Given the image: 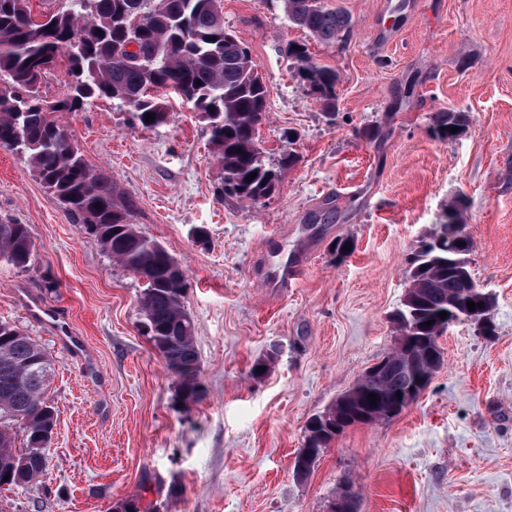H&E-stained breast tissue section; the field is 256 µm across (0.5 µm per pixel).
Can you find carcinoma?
I'll use <instances>...</instances> for the list:
<instances>
[{"instance_id":"cac0c4a2","label":"carcinoma","mask_w":512,"mask_h":512,"mask_svg":"<svg viewBox=\"0 0 512 512\" xmlns=\"http://www.w3.org/2000/svg\"><path fill=\"white\" fill-rule=\"evenodd\" d=\"M30 0H0V148L18 153L32 172L84 225L97 243L146 283L138 298L143 322L166 368L176 377L186 400L202 396L200 358L194 325L185 309L188 284L181 266L156 240L138 231L133 206L109 179L95 175L68 132L51 114L82 108L98 99L128 105L144 129L167 121L164 92L189 103L206 122L210 142L224 167L223 195L257 203L272 195L293 154L273 168L257 142L266 117L267 88L248 48L215 14L224 0H66L67 7L32 16ZM288 23L309 32L319 43L345 42L355 22L331 0H282ZM95 16L91 27L80 19ZM284 54L308 93L329 114L336 112L339 73L313 59L308 46L289 41ZM65 59L71 81L63 97L48 101L40 83ZM201 84H196V81ZM154 114V121L145 118ZM468 115L443 111L432 116L434 135L456 137ZM257 176L250 182L251 173ZM456 210L445 213L438 229L411 254L404 299L395 311L396 332L407 333L409 348L383 357L379 374L361 376L305 428V447H329L336 430L374 419L393 418L407 408L414 387L427 385L441 365L440 336L447 331L439 313L461 314L476 321L475 310L491 316L493 301L475 282L468 255L472 241ZM34 242L28 225L0 223V261L23 271L31 263ZM432 321L425 327L423 323ZM53 373L49 353L20 327L0 321V488L24 487L44 475L46 448L52 442L56 411L48 392ZM377 400L369 403L368 394ZM401 396H396V393ZM25 437L18 448V435Z\"/></svg>"}]
</instances>
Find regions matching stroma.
<instances>
[{
  "instance_id": "stroma-1",
  "label": "stroma",
  "mask_w": 512,
  "mask_h": 512,
  "mask_svg": "<svg viewBox=\"0 0 512 512\" xmlns=\"http://www.w3.org/2000/svg\"><path fill=\"white\" fill-rule=\"evenodd\" d=\"M339 3L353 34L326 47L290 26L281 0H224V25L267 86L265 160L297 156L265 201L220 197L206 125L179 100L150 130L110 100L53 115L187 274L193 403L142 327L140 280L0 148V222L28 225L35 244L26 270L0 263V321L51 353L57 415L45 475L0 489V512H113L131 498L140 512H328L347 486L357 512H512V0ZM290 40L339 72L335 116L296 78ZM448 110L469 122L442 141L431 118ZM451 205L468 220L495 336L452 325L406 410L346 429L297 478L307 422L395 348L406 258ZM276 233L314 249L284 296L253 274ZM345 239L351 252L337 253ZM31 295L62 311L61 325L30 317Z\"/></svg>"
}]
</instances>
